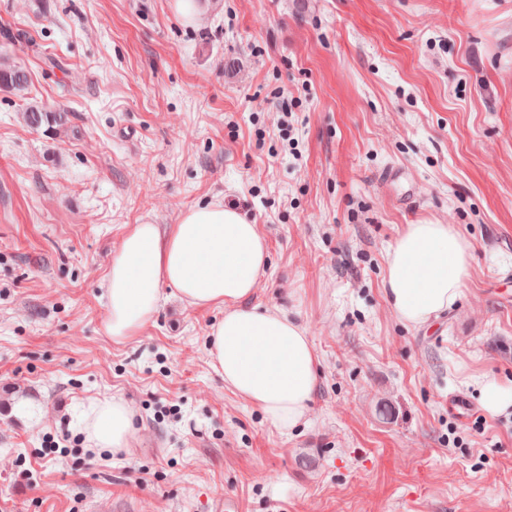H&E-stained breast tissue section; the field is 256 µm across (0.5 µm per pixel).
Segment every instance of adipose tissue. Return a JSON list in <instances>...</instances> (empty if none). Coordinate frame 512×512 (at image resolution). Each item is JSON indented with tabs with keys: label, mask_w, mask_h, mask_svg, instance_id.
I'll return each mask as SVG.
<instances>
[{
	"label": "adipose tissue",
	"mask_w": 512,
	"mask_h": 512,
	"mask_svg": "<svg viewBox=\"0 0 512 512\" xmlns=\"http://www.w3.org/2000/svg\"><path fill=\"white\" fill-rule=\"evenodd\" d=\"M472 251L454 225H406L387 255L388 305L415 326L438 317L469 279ZM267 264L258 224L234 207H195L164 229L128 225L105 282V331L116 342L139 335L166 286L190 306L223 308L208 333L213 368L270 426L293 428L310 408L319 361L305 328L286 311L252 303ZM84 421L88 444L101 450L129 448L136 433L135 415L120 399L92 402Z\"/></svg>",
	"instance_id": "adipose-tissue-1"
}]
</instances>
